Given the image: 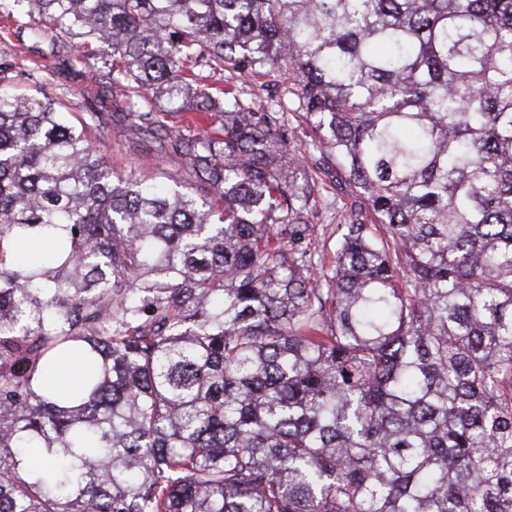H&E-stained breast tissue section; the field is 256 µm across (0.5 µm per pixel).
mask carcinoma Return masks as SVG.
Segmentation results:
<instances>
[{"label":"carcinoma","mask_w":512,"mask_h":512,"mask_svg":"<svg viewBox=\"0 0 512 512\" xmlns=\"http://www.w3.org/2000/svg\"><path fill=\"white\" fill-rule=\"evenodd\" d=\"M30 2L224 208L0 62V512H512V0ZM204 60L288 73L366 203L331 266L277 113L184 104Z\"/></svg>","instance_id":"carcinoma-1"}]
</instances>
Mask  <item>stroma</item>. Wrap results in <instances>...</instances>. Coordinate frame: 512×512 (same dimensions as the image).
I'll return each instance as SVG.
<instances>
[{"label":"stroma","instance_id":"1","mask_svg":"<svg viewBox=\"0 0 512 512\" xmlns=\"http://www.w3.org/2000/svg\"><path fill=\"white\" fill-rule=\"evenodd\" d=\"M63 32L46 30L43 37L0 38V57L7 58L23 71V79L11 84L19 95H48L63 103L65 111L84 118L100 155L115 172L160 184L180 178L195 185L196 178L184 157L162 150L158 140L138 134L125 114L121 97L123 75L99 77L90 63L69 61L58 45ZM197 88H233L239 101L256 112H263L268 96L283 93L286 76L272 74L260 78L230 65L202 64L197 68ZM287 129L288 151L283 162L290 180L315 186L316 208L310 218L312 245L325 257L336 248V228L346 223L354 201L344 191V181L334 164L314 150L315 132L296 103H289L281 118Z\"/></svg>","mask_w":512,"mask_h":512}]
</instances>
